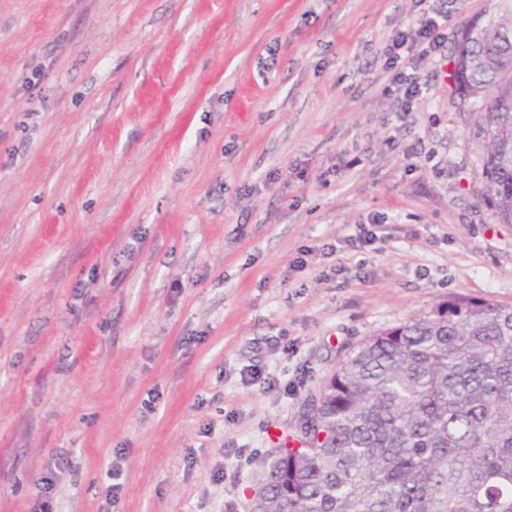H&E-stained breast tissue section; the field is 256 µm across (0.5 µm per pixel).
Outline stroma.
Returning <instances> with one entry per match:
<instances>
[{"mask_svg":"<svg viewBox=\"0 0 512 512\" xmlns=\"http://www.w3.org/2000/svg\"><path fill=\"white\" fill-rule=\"evenodd\" d=\"M446 6L408 100L418 0H0V512H245L350 346L512 305ZM433 11V15L423 12L415 24L395 34L392 44L387 48L392 68H395L401 61V51L406 52L407 55L415 52L412 57L408 58V62L412 63L414 57L424 56L439 49L441 44L438 34L440 24L437 18L440 17L443 21H447L448 15L438 8H434Z\"/></svg>","mask_w":512,"mask_h":512,"instance_id":"1","label":"stroma"}]
</instances>
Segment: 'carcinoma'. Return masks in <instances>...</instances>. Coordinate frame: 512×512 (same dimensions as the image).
<instances>
[{
    "label": "carcinoma",
    "instance_id": "obj_1",
    "mask_svg": "<svg viewBox=\"0 0 512 512\" xmlns=\"http://www.w3.org/2000/svg\"><path fill=\"white\" fill-rule=\"evenodd\" d=\"M454 39L483 199L512 224V0ZM262 465L261 512H512V306L450 294L365 338Z\"/></svg>",
    "mask_w": 512,
    "mask_h": 512
}]
</instances>
